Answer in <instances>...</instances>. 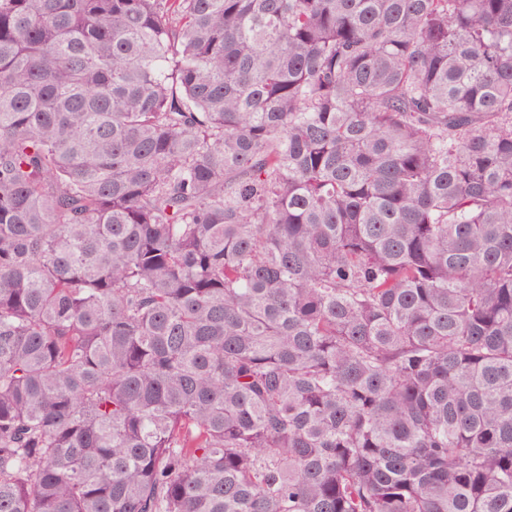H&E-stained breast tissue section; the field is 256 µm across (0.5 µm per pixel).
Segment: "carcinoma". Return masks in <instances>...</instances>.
I'll list each match as a JSON object with an SVG mask.
<instances>
[{"instance_id": "carcinoma-1", "label": "carcinoma", "mask_w": 512, "mask_h": 512, "mask_svg": "<svg viewBox=\"0 0 512 512\" xmlns=\"http://www.w3.org/2000/svg\"><path fill=\"white\" fill-rule=\"evenodd\" d=\"M0 512H512V0H0Z\"/></svg>"}]
</instances>
